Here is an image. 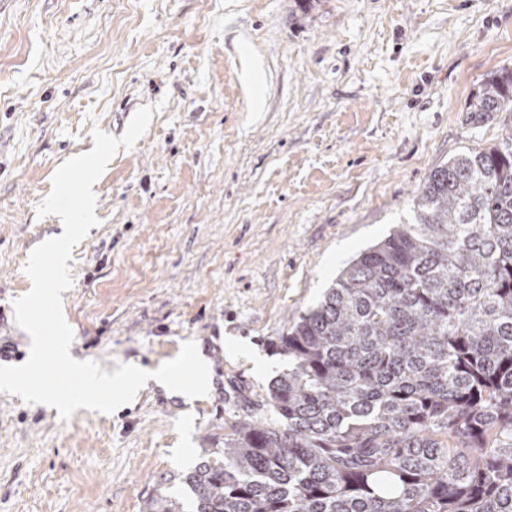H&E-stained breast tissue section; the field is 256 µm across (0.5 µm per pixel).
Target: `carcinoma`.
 Listing matches in <instances>:
<instances>
[{
	"instance_id": "1",
	"label": "carcinoma",
	"mask_w": 512,
	"mask_h": 512,
	"mask_svg": "<svg viewBox=\"0 0 512 512\" xmlns=\"http://www.w3.org/2000/svg\"><path fill=\"white\" fill-rule=\"evenodd\" d=\"M468 111L512 114V70ZM413 212L271 342L270 417L224 424L193 512H512V132Z\"/></svg>"
}]
</instances>
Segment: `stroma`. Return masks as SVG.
Masks as SVG:
<instances>
[{
	"instance_id": "35a3bbf8",
	"label": "stroma",
	"mask_w": 512,
	"mask_h": 512,
	"mask_svg": "<svg viewBox=\"0 0 512 512\" xmlns=\"http://www.w3.org/2000/svg\"><path fill=\"white\" fill-rule=\"evenodd\" d=\"M503 67L512 0H0V339L30 346L13 302L60 231L38 214L55 172L156 104L72 250L70 351L109 373L215 357L204 417L154 387L66 420L0 392V512L190 505L225 423L267 415L270 339L411 222L432 169L504 138L511 115L468 111Z\"/></svg>"
}]
</instances>
